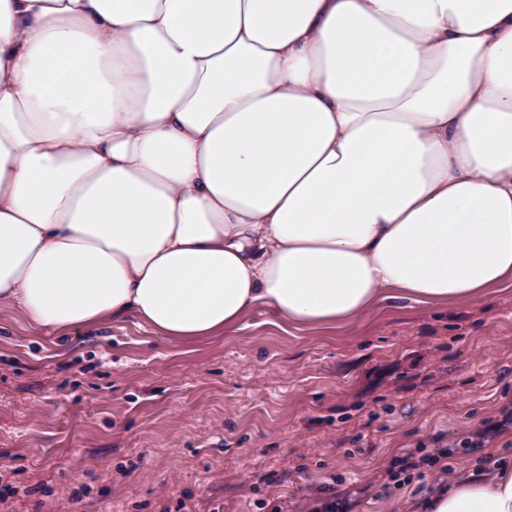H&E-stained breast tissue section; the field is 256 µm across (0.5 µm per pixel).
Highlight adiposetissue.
Instances as JSON below:
<instances>
[{
  "label": "adipose tissue",
  "mask_w": 512,
  "mask_h": 512,
  "mask_svg": "<svg viewBox=\"0 0 512 512\" xmlns=\"http://www.w3.org/2000/svg\"><path fill=\"white\" fill-rule=\"evenodd\" d=\"M512 288V0H0V305L184 342ZM417 512H512V464Z\"/></svg>",
  "instance_id": "ef3b65f1"
}]
</instances>
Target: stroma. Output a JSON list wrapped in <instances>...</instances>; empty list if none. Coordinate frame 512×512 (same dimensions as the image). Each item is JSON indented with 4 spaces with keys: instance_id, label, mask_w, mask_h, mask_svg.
Here are the masks:
<instances>
[{
    "instance_id": "obj_1",
    "label": "stroma",
    "mask_w": 512,
    "mask_h": 512,
    "mask_svg": "<svg viewBox=\"0 0 512 512\" xmlns=\"http://www.w3.org/2000/svg\"><path fill=\"white\" fill-rule=\"evenodd\" d=\"M486 432L483 447L461 452ZM447 448L412 484L404 449ZM0 512H413L512 460V288L296 328L271 305L177 343L132 315L65 334L0 307Z\"/></svg>"
}]
</instances>
